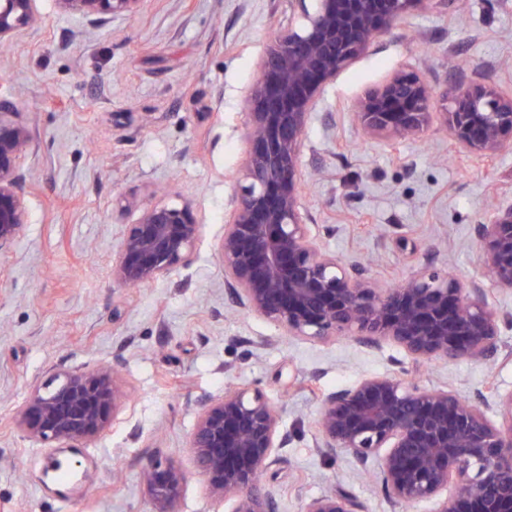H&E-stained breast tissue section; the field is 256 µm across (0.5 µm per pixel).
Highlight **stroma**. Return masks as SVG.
<instances>
[{
  "label": "stroma",
  "instance_id": "stroma-1",
  "mask_svg": "<svg viewBox=\"0 0 512 512\" xmlns=\"http://www.w3.org/2000/svg\"><path fill=\"white\" fill-rule=\"evenodd\" d=\"M315 0H144L98 33L37 0L38 28L0 48V80L19 95L16 119L34 150L28 221L0 253V512H151L145 472L156 459L187 474L179 512H231L212 501L188 447L190 401L232 384L261 388L290 435L264 476L279 512L338 487L367 512L391 506L351 457L315 446L323 394L408 367L424 387L461 397L512 391V361L412 364L397 346L339 337L292 339L233 306L218 244L246 149L258 65L274 38ZM412 70L432 87L430 116L399 142L366 135L360 98ZM489 81L512 94V0L425 4L378 38L322 89L300 157L301 204L323 246L381 287L425 266L483 281L475 227L512 206V144L486 158L445 127L444 93ZM192 204L202 224L193 261L152 284L112 279L125 225L159 201ZM120 359L125 398L96 438L59 453L76 480L47 488L49 449L17 428L30 384L55 367Z\"/></svg>",
  "mask_w": 512,
  "mask_h": 512
}]
</instances>
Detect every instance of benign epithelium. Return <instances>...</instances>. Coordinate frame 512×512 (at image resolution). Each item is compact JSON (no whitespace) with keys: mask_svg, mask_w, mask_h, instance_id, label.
<instances>
[{"mask_svg":"<svg viewBox=\"0 0 512 512\" xmlns=\"http://www.w3.org/2000/svg\"><path fill=\"white\" fill-rule=\"evenodd\" d=\"M36 0H0V46H9L41 17ZM63 14L99 29L138 12L143 0H55ZM426 0H317L304 23L277 36L262 59L246 113L247 149L238 192L219 243L224 288L239 309L293 339L327 342L344 336L369 347L389 342L414 363L436 359L495 360L501 327L512 313L486 302L479 282L463 284L427 268L396 288L379 287L347 266L313 234L301 207L299 157L317 95L376 37ZM446 124L461 147L496 154L512 141V97L490 83L459 86ZM431 88L414 71L368 92L356 112L367 134L399 141L423 129ZM16 108L0 96V252L27 224L25 161L33 146ZM202 224L188 202H157L126 225L112 254V279L125 287L159 281L189 265ZM475 233L493 284L512 290V207ZM124 396L111 368L72 367L33 385L17 410V425L36 445L56 448L102 432ZM195 422L188 445L208 495L234 499L232 512H277L261 476L277 465L289 434L281 414L259 388L241 385L216 398L187 402ZM466 401L447 387L425 388L407 370L362 379L327 394L315 447L345 454L374 473L392 506L433 501L435 512H512V391L496 402ZM145 478L153 512H177L186 473L156 460ZM302 512H366L342 490L304 502Z\"/></svg>","mask_w":512,"mask_h":512,"instance_id":"obj_1","label":"benign epithelium"}]
</instances>
